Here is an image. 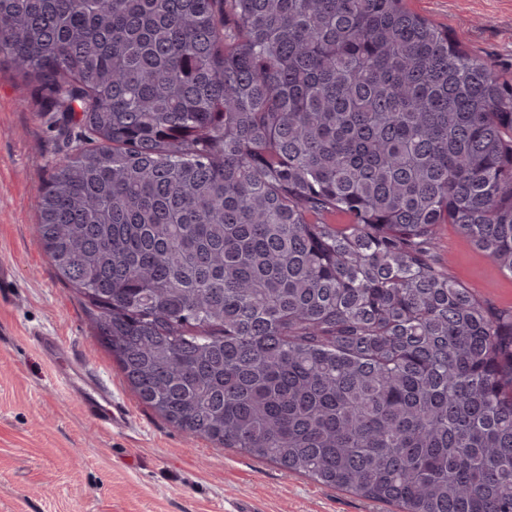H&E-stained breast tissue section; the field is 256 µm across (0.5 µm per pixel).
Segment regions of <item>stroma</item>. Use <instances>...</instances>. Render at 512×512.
<instances>
[{"mask_svg":"<svg viewBox=\"0 0 512 512\" xmlns=\"http://www.w3.org/2000/svg\"><path fill=\"white\" fill-rule=\"evenodd\" d=\"M472 55L512 78V0H407ZM55 133L14 72L0 66V512H395L318 487L203 438L138 402L94 337L77 295L37 241L39 189L62 164ZM436 255L492 307L512 308V276L451 224ZM60 337L127 409L122 427L87 418L33 338Z\"/></svg>","mask_w":512,"mask_h":512,"instance_id":"stroma-1","label":"stroma"}]
</instances>
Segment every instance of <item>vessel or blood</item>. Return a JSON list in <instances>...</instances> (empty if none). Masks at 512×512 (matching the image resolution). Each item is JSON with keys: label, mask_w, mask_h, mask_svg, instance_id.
Returning <instances> with one entry per match:
<instances>
[{"label": "vessel or blood", "mask_w": 512, "mask_h": 512, "mask_svg": "<svg viewBox=\"0 0 512 512\" xmlns=\"http://www.w3.org/2000/svg\"><path fill=\"white\" fill-rule=\"evenodd\" d=\"M37 343L44 354L57 363L61 376L69 383L86 416L108 429L123 424L127 417L125 407L113 402L111 392L88 375L58 337L41 336Z\"/></svg>", "instance_id": "1"}]
</instances>
